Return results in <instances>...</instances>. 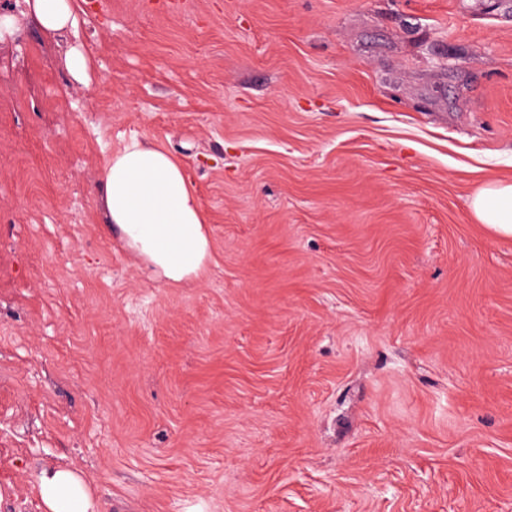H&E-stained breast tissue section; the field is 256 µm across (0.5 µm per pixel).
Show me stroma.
<instances>
[{
  "mask_svg": "<svg viewBox=\"0 0 512 512\" xmlns=\"http://www.w3.org/2000/svg\"><path fill=\"white\" fill-rule=\"evenodd\" d=\"M0 446L95 512H512V0H0ZM84 54L86 76L64 56ZM206 270L104 231L130 138ZM38 25L54 33L74 23L73 0H26ZM100 191L109 231L155 274L197 278L210 254L207 219L185 167L154 143L132 139L104 162ZM470 208L494 236L512 238V183L488 182L472 197Z\"/></svg>",
  "mask_w": 512,
  "mask_h": 512,
  "instance_id": "1",
  "label": "stroma"
}]
</instances>
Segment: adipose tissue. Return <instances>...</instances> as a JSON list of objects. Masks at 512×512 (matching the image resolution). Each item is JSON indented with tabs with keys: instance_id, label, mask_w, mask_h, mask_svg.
<instances>
[{
	"instance_id": "ef3b65f1",
	"label": "adipose tissue",
	"mask_w": 512,
	"mask_h": 512,
	"mask_svg": "<svg viewBox=\"0 0 512 512\" xmlns=\"http://www.w3.org/2000/svg\"><path fill=\"white\" fill-rule=\"evenodd\" d=\"M38 25L60 32L74 23L73 0H26ZM108 230L155 274L172 283L197 278L210 254L207 219L185 167L154 143L133 139L100 172ZM477 221L512 238V183L491 181L471 199ZM39 494L50 512H93L80 481L65 470L42 473Z\"/></svg>"
}]
</instances>
